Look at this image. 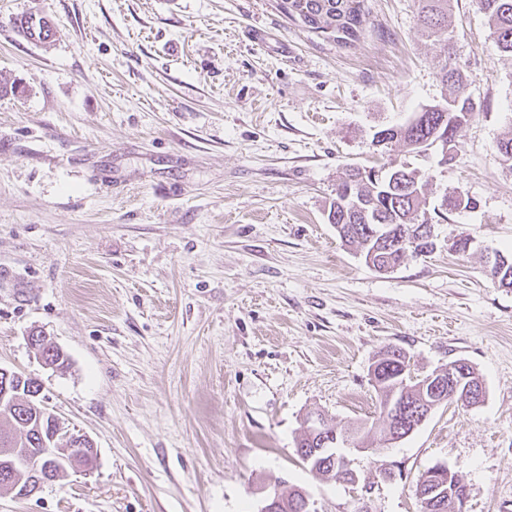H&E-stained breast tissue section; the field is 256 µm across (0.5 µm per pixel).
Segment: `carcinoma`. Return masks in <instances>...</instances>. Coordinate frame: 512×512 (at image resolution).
Returning a JSON list of instances; mask_svg holds the SVG:
<instances>
[{"label": "carcinoma", "mask_w": 512, "mask_h": 512, "mask_svg": "<svg viewBox=\"0 0 512 512\" xmlns=\"http://www.w3.org/2000/svg\"><path fill=\"white\" fill-rule=\"evenodd\" d=\"M423 14L424 29L430 36L443 42L444 53L453 55L454 44L449 31L448 17L451 11V0H419ZM363 0H282L279 7L292 20H298L311 31L329 38L343 41L357 38L363 25ZM479 10L484 14L496 49L512 57V0H477ZM443 85L452 87L451 96L437 102L440 109L431 111L426 125L407 124L383 127L373 134L374 145H399L405 152L417 156L426 153L433 145L429 136L437 128L440 121H445L450 136L455 138L460 132L462 122H467L476 112L484 110V103L475 100L468 90L470 82L460 67L443 66L438 74ZM408 171L394 168L373 177L364 167L345 169L336 185V198L330 203L328 221L331 224H348L354 232L345 243L356 246L360 252L369 253L380 248L378 239L368 232L373 224H430L432 217L426 208L427 183L424 174H419L418 184L410 187L407 179ZM411 373V357L402 349L389 347L379 353L371 367V381L380 399V417L382 425L365 423L346 432L333 426H326V432L342 437L353 436L364 442L368 435L376 431L385 437L391 430L394 421L385 412L386 404L392 397L406 398L405 407L409 409L407 417L413 423L402 424L411 428L420 423L414 417L420 408V392L417 383L409 380ZM33 379L16 371L12 372L13 389L18 401L14 406L0 403V453L11 450L30 457L41 455L45 449H54L59 457V466L55 468L56 476L62 477L69 468L86 467L88 459L67 451L50 441L48 433L51 429V416L40 401L34 405L26 403L28 386ZM322 447L320 434L308 426H302V432L296 441V453L310 472L325 477L321 470L318 448ZM29 477L26 473L13 476L0 472V488L11 491L22 498V491L27 488ZM446 502L444 508L437 509L431 502L430 487L426 483V475H421L415 485V494L420 500L422 512H455L454 502L460 497L469 496L467 484L459 471L453 470L445 478ZM304 489L291 487L281 491L273 486L270 494L285 504L282 512H296L294 503L301 498Z\"/></svg>", "instance_id": "1"}]
</instances>
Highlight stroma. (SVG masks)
Returning a JSON list of instances; mask_svg holds the SVG:
<instances>
[{
    "mask_svg": "<svg viewBox=\"0 0 512 512\" xmlns=\"http://www.w3.org/2000/svg\"><path fill=\"white\" fill-rule=\"evenodd\" d=\"M364 7L342 42L276 0H0V81L20 88L0 91V366L37 379L98 449L34 497L0 491V512H257L271 479L316 512H420L416 481L438 463L461 471L466 512H512V289L484 264L512 251V167L495 149L512 58L476 0H452L456 63L485 109L455 162L410 159L372 134L441 100L446 57L419 0ZM22 12L56 39H16ZM409 160L428 207L453 190L479 206L380 274L329 204L342 167ZM390 346L420 374L466 360L485 400L350 452L358 485L324 481L296 454L301 422L378 419L370 369Z\"/></svg>",
    "mask_w": 512,
    "mask_h": 512,
    "instance_id": "obj_1",
    "label": "stroma"
}]
</instances>
